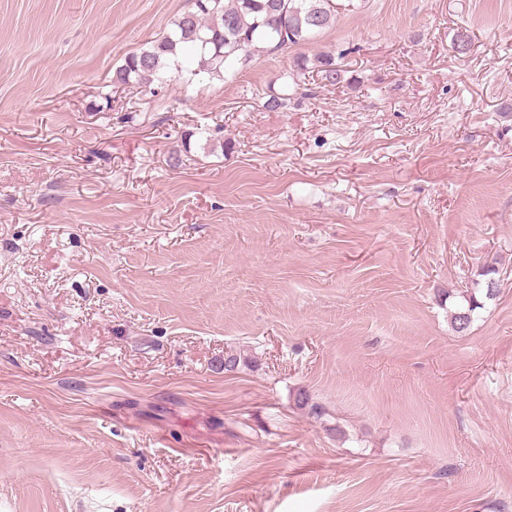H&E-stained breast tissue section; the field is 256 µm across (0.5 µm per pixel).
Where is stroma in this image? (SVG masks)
Listing matches in <instances>:
<instances>
[{
	"label": "stroma",
	"instance_id": "stroma-1",
	"mask_svg": "<svg viewBox=\"0 0 512 512\" xmlns=\"http://www.w3.org/2000/svg\"><path fill=\"white\" fill-rule=\"evenodd\" d=\"M190 6L0 0V512H512V0L113 85ZM342 58V54H339L336 61V57L333 53L320 52L314 56L313 60L308 58L298 60L296 62V76L298 77L299 73H302V71L314 69L313 71L319 74L325 84L333 85L341 83L344 78L345 70L343 69L342 63L338 62V60ZM308 63H311L312 67H308Z\"/></svg>",
	"mask_w": 512,
	"mask_h": 512
}]
</instances>
